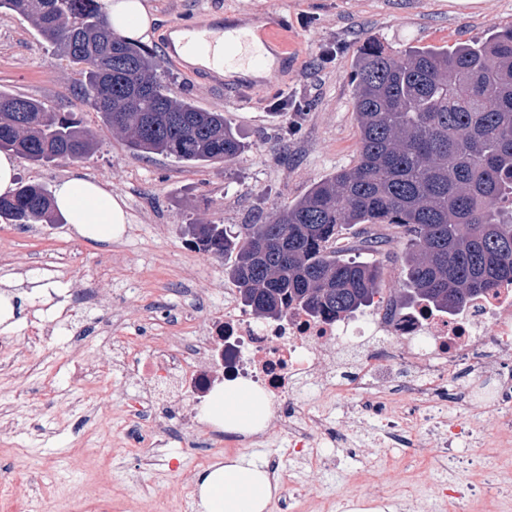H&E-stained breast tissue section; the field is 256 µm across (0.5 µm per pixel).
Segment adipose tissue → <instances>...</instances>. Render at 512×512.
<instances>
[{
	"label": "adipose tissue",
	"instance_id": "obj_1",
	"mask_svg": "<svg viewBox=\"0 0 512 512\" xmlns=\"http://www.w3.org/2000/svg\"><path fill=\"white\" fill-rule=\"evenodd\" d=\"M107 20L112 31L129 41H144L155 17L144 0H107ZM189 65L202 66L227 76L253 77L257 70L247 63L224 61V45L179 51ZM56 212L84 237L106 242L118 235L129 221L126 203L100 183L81 175L59 181L54 190ZM216 424L230 432L260 428L271 414L269 399L259 390L230 385L214 396L204 409ZM200 512H267L279 490L263 465L228 459L198 473L196 479Z\"/></svg>",
	"mask_w": 512,
	"mask_h": 512
}]
</instances>
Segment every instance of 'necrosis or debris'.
Returning a JSON list of instances; mask_svg holds the SVG:
<instances>
[{"label": "necrosis or debris", "instance_id": "necrosis-or-debris-1", "mask_svg": "<svg viewBox=\"0 0 512 512\" xmlns=\"http://www.w3.org/2000/svg\"><path fill=\"white\" fill-rule=\"evenodd\" d=\"M215 358L225 380L268 395L290 456L300 459L323 445L332 453L320 467L338 455L353 470L365 465L354 428L336 425L330 413L313 414L302 402L298 388L316 373L325 398L367 394L371 410L382 418L378 441L385 447L411 459L427 453L438 461L461 459L491 442L473 424L438 410L456 397L471 413L512 400V286L487 290L453 315L403 305L382 291L349 318H315L292 308L261 321L229 288L223 319L200 327L181 358L158 350L135 369L134 379L148 386L166 373L172 393L199 401L215 386L209 369ZM462 364L473 375L470 383L453 378Z\"/></svg>", "mask_w": 512, "mask_h": 512}]
</instances>
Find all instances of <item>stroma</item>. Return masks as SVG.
Returning <instances> with one entry per match:
<instances>
[{"mask_svg":"<svg viewBox=\"0 0 512 512\" xmlns=\"http://www.w3.org/2000/svg\"><path fill=\"white\" fill-rule=\"evenodd\" d=\"M158 23L141 47L156 57L158 81L171 97L220 112L244 146L229 162L187 163L161 154H137L124 133L105 126L79 98V68L59 58L33 22L0 9V90L72 112L97 141L80 161L36 166L19 160V179L54 187L78 172L118 193L129 222L109 242L83 238L69 224H17L0 217V294L14 314L0 323V418L12 431L0 439V512L29 500L56 512L67 495L92 504L111 501L112 512H152L165 500L195 493L198 471L176 439L154 448L127 442L141 391L131 378L158 342L181 354L203 316L224 315L231 281L219 258L195 249L191 224H263L315 184L352 166L359 133L352 75L369 41L400 54L412 46L447 47L512 27V0H152ZM285 17L297 43L293 59L278 61L273 86L246 96L227 94L198 79L163 48L172 22L212 25L252 15ZM299 103L300 114L275 112L277 101ZM139 283L138 295L126 285ZM98 295L80 303V289ZM65 311L60 329L44 339L33 309ZM80 349L107 372L111 389L74 382L63 361ZM367 471L352 477L346 463L324 470L301 487L284 483L269 506L282 512L295 497L299 512H316L325 496L412 497L429 506L435 487L418 462L387 448H365ZM487 497L512 512V447L492 448L478 466Z\"/></svg>","mask_w":512,"mask_h":512,"instance_id":"stroma-1","label":"stroma"}]
</instances>
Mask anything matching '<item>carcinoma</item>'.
Returning a JSON list of instances; mask_svg holds the SVG:
<instances>
[{
  "instance_id": "1",
  "label": "carcinoma",
  "mask_w": 512,
  "mask_h": 512,
  "mask_svg": "<svg viewBox=\"0 0 512 512\" xmlns=\"http://www.w3.org/2000/svg\"><path fill=\"white\" fill-rule=\"evenodd\" d=\"M80 67L83 102L137 153L230 161L243 149L208 112L168 96L158 61L108 26L103 0H0ZM357 162L318 182L266 224H193L259 318L301 308L347 317L369 306L381 269L332 251L343 225L387 224L404 239L403 302L441 313L512 284V28L451 47L361 49L354 73ZM0 148L34 165L81 160L96 142L70 113L0 91ZM17 224L56 221L52 195L26 183L0 197Z\"/></svg>"
}]
</instances>
